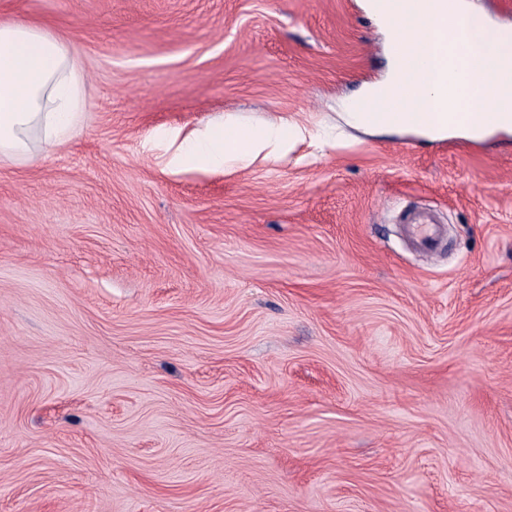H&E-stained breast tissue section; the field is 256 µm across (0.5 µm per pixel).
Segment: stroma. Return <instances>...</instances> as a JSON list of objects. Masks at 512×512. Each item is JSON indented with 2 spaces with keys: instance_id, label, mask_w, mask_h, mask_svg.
<instances>
[{
  "instance_id": "35a3bbf8",
  "label": "stroma",
  "mask_w": 512,
  "mask_h": 512,
  "mask_svg": "<svg viewBox=\"0 0 512 512\" xmlns=\"http://www.w3.org/2000/svg\"><path fill=\"white\" fill-rule=\"evenodd\" d=\"M365 4L0 0L87 86L0 160V512H512V144L346 126ZM222 122L302 135L169 167ZM403 224H409L410 232L417 246L426 253H434L438 246L439 230L432 212L413 210L406 213Z\"/></svg>"
}]
</instances>
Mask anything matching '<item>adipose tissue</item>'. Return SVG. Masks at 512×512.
Wrapping results in <instances>:
<instances>
[{
	"label": "adipose tissue",
	"instance_id": "ef3b65f1",
	"mask_svg": "<svg viewBox=\"0 0 512 512\" xmlns=\"http://www.w3.org/2000/svg\"><path fill=\"white\" fill-rule=\"evenodd\" d=\"M85 107V81L66 45L44 28L0 22V157L54 151L80 130ZM288 134L281 125L209 128L183 141L170 165L220 168L240 142L258 153Z\"/></svg>",
	"mask_w": 512,
	"mask_h": 512
}]
</instances>
